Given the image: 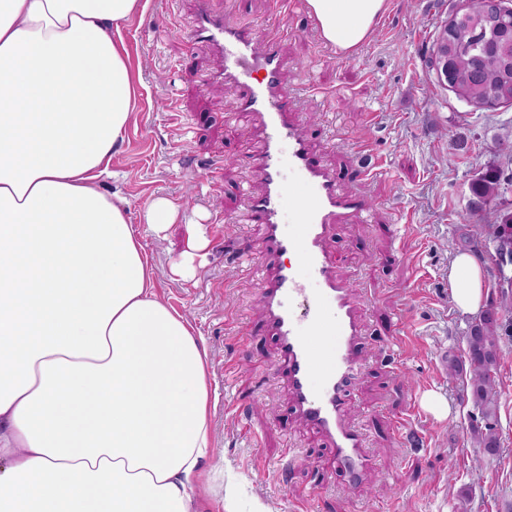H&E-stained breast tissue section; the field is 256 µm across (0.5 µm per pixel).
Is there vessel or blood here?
Instances as JSON below:
<instances>
[{"label": "vessel or blood", "mask_w": 512, "mask_h": 512, "mask_svg": "<svg viewBox=\"0 0 512 512\" xmlns=\"http://www.w3.org/2000/svg\"><path fill=\"white\" fill-rule=\"evenodd\" d=\"M196 34L223 51L220 77L238 86L240 116L263 132L247 159L265 189L250 196L248 210L261 231L257 259L273 270L260 288L275 340L272 367L286 378L296 414L327 439L329 465L356 482L370 466L346 421L349 391L363 375L358 296L338 276L327 243L337 216L363 211L368 202L337 188L297 127L277 27H237L203 10ZM352 148L362 160L360 177L380 178L376 142L361 136Z\"/></svg>", "instance_id": "b4317fda"}]
</instances>
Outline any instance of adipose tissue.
<instances>
[{
	"instance_id": "obj_1",
	"label": "adipose tissue",
	"mask_w": 512,
	"mask_h": 512,
	"mask_svg": "<svg viewBox=\"0 0 512 512\" xmlns=\"http://www.w3.org/2000/svg\"><path fill=\"white\" fill-rule=\"evenodd\" d=\"M142 7L0 0V512H207V352L99 187L134 111L119 27ZM307 7L350 53L387 0ZM448 280L478 311V262Z\"/></svg>"
}]
</instances>
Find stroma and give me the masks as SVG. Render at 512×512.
<instances>
[{
  "label": "stroma",
  "instance_id": "35a3bbf8",
  "mask_svg": "<svg viewBox=\"0 0 512 512\" xmlns=\"http://www.w3.org/2000/svg\"><path fill=\"white\" fill-rule=\"evenodd\" d=\"M465 0H389L370 39L347 56L319 37L306 9L276 13L274 0H144L142 12L120 25L135 76L137 108L123 143L101 178L105 191L130 203V221L152 258L160 294L185 314L209 356L215 391L209 512H512V335H502L498 370L501 447L488 457L474 427L483 421L472 402L458 400L468 373L451 377L437 357L464 359L471 314L454 306L448 286L453 257L470 249L475 225L493 223L494 208L466 221L470 184L496 161L495 137L512 136V104L476 111L440 85L428 65L437 28ZM232 22L270 18L284 38L283 79L299 97L313 149L339 186L365 195L370 212L331 231L338 273L361 291L364 378L355 386L349 419L366 438L373 467L356 485L326 469L327 440L299 421L285 381L272 368L275 344L264 326L254 273L224 254L228 241L256 240V225L240 216L247 192L261 181L242 160L259 145V131L234 121L237 91L210 81L218 48L195 42L200 5ZM325 99L305 98L309 84ZM373 130L386 161L385 178L359 181L349 138ZM164 198L177 216L162 233L143 220L147 204ZM416 228L404 238L403 225ZM207 240L190 252V229ZM408 322L416 348L388 369L386 344ZM436 395L439 407L428 405ZM246 400L242 417L225 402ZM409 417L425 438L406 447L389 428ZM252 435L242 438L240 420ZM290 476L279 465L289 451Z\"/></svg>",
  "mask_w": 512,
  "mask_h": 512
}]
</instances>
